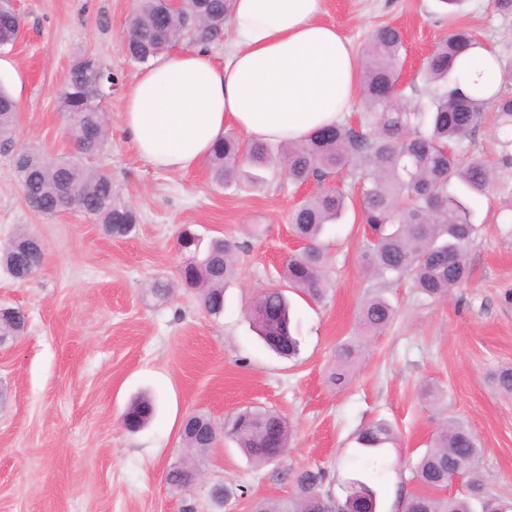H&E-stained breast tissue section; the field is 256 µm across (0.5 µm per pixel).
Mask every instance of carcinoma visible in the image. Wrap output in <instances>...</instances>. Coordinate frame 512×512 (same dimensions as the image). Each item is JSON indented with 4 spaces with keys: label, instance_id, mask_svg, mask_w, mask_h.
Returning a JSON list of instances; mask_svg holds the SVG:
<instances>
[{
    "label": "carcinoma",
    "instance_id": "cac0c4a2",
    "mask_svg": "<svg viewBox=\"0 0 512 512\" xmlns=\"http://www.w3.org/2000/svg\"><path fill=\"white\" fill-rule=\"evenodd\" d=\"M227 0H190L173 12L162 0H137L122 37L127 57L138 64L161 54L177 43L208 45L224 32ZM20 16L8 5L0 6V42L13 43ZM478 45L462 28H452L428 56L423 74L431 87L428 103L413 101L396 92L400 79L401 32L390 26L378 28L365 52L361 94L365 116L354 128L337 123L327 137L313 135L301 144L283 146L281 160L288 178L303 184L311 179L322 184L319 191L303 200L291 215V228L305 242L302 252L285 264L283 283L264 289L249 305L246 314L265 344L277 355H297L299 341L291 332L290 306L285 289L292 288L319 302L327 294L326 255L319 245L325 226L339 221L348 196L326 182L348 175L355 180L362 222L369 230L364 258L373 271L399 280L408 277L422 293L441 298L467 281L470 267L469 244L477 226L470 199L487 193L491 180L488 164L479 157L458 154L453 145L475 132L488 107L495 110L498 126L512 129V96L501 92L484 98L478 83L465 84L456 74L458 59ZM103 78H112V69L94 54L77 57L61 92L60 104L68 115L76 153L47 161L39 155L22 153L16 172L26 193L39 204L45 216L77 209L113 237L130 235L138 224L136 211L121 201L112 175L85 164L99 154L106 143L105 113L98 109L96 88ZM16 102L0 86V143L11 142ZM272 163L270 147L264 142L242 146L230 131L214 146L209 159L212 179L221 185L240 180L244 166L266 167ZM68 184L74 197L63 194ZM239 245L221 236L193 248L180 272L183 285L199 289L208 314L224 313V284L234 275ZM44 247L27 232L16 234L0 247V264L16 279L23 280L30 268L39 265ZM393 307L383 297L363 303L358 323L368 334L382 331L391 322ZM26 323L19 309L0 312V344L20 335ZM362 342L336 346L330 381L347 383L361 355ZM428 404H439L448 392L435 384L421 388ZM128 430L136 431L153 416L151 398L141 396L126 409ZM186 447L202 454L221 437L234 441L255 464L273 463L289 446L292 426L278 413L246 408L216 426L204 415H193L183 429ZM397 434L384 422L363 428L359 444L367 451L394 445ZM483 448L466 425L452 420L435 434L433 444L413 464V474L421 491L403 501L404 512H474L473 501L482 499V485L475 470ZM198 471L193 458L169 467L167 483L174 489L192 487ZM466 473L468 493L440 497L448 487V476ZM325 474L306 469L294 475L296 490L286 500L262 499L253 512H321L319 488ZM344 512H376L375 492L360 480L346 487L345 499L338 502Z\"/></svg>",
    "mask_w": 512,
    "mask_h": 512
}]
</instances>
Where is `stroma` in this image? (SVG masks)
<instances>
[{
  "label": "stroma",
  "instance_id": "1",
  "mask_svg": "<svg viewBox=\"0 0 512 512\" xmlns=\"http://www.w3.org/2000/svg\"><path fill=\"white\" fill-rule=\"evenodd\" d=\"M15 6L22 31L0 55V85L18 104L12 143L0 148V244L26 231L41 239L44 258L24 281L0 267V306L28 317L24 333L0 346V512H251L256 499L293 495L294 474L317 468L325 473L323 493L344 499L348 481L358 479L375 491L379 512H398L418 489L412 464L452 418L484 450L477 477L485 497L512 500V397L490 380L512 365V161L503 156L504 135L492 113L458 145L486 159L494 173L489 192L473 203L479 230L468 248V283L434 299L410 280L370 274L367 229L352 203L322 237L326 297L289 294L300 351L286 360L263 345L245 310L300 250L289 216L317 182L295 185L277 168L261 171L256 184L244 178L221 186L205 166L183 174L154 168L121 130L123 97L140 70L121 48L135 0ZM323 19L359 52L375 28H399L400 90L423 101L428 89L420 71L449 26L512 57V16L498 11L496 0H465L452 16L439 0H325ZM84 54L97 55L118 79L102 105L108 141L93 163L111 171L139 214L126 238L107 236L78 211L42 217L13 172L22 149L45 158L72 154L59 96L71 63ZM187 225L241 245L220 317L207 314L195 291L178 287L164 303L149 291L157 277L177 283V238ZM377 295L392 303L395 316L365 338L350 382L334 386L328 376L336 347L356 339L359 308ZM428 382L447 390V403L422 401ZM140 394L153 398L156 415L130 432L121 416ZM246 407L288 418L287 453L258 466L222 439L199 456V484L171 488L165 472L186 454L183 421L202 413L220 425ZM377 420L394 426L398 444L368 454L357 437ZM217 485L234 491L220 505L211 496Z\"/></svg>",
  "mask_w": 512,
  "mask_h": 512
}]
</instances>
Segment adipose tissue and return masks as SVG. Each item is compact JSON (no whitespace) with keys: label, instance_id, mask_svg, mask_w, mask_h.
I'll list each match as a JSON object with an SVG mask.
<instances>
[{"label":"adipose tissue","instance_id":"1","mask_svg":"<svg viewBox=\"0 0 512 512\" xmlns=\"http://www.w3.org/2000/svg\"><path fill=\"white\" fill-rule=\"evenodd\" d=\"M324 0H231L223 61L203 46L157 57L125 93L122 130L153 167L173 173L208 161L227 124L266 143H301L353 103L361 64L351 42L322 21ZM464 71L486 94L503 75L485 47Z\"/></svg>","mask_w":512,"mask_h":512}]
</instances>
